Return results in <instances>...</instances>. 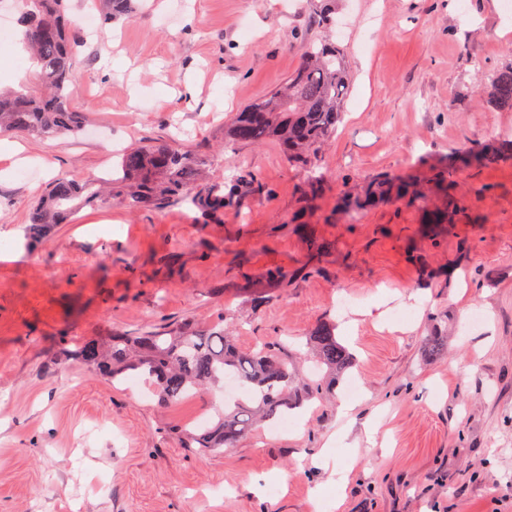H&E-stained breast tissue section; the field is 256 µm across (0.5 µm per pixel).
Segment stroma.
<instances>
[{
	"instance_id": "35a3bbf8",
	"label": "stroma",
	"mask_w": 512,
	"mask_h": 512,
	"mask_svg": "<svg viewBox=\"0 0 512 512\" xmlns=\"http://www.w3.org/2000/svg\"><path fill=\"white\" fill-rule=\"evenodd\" d=\"M459 2L331 0L350 88L318 157L332 187L310 202L308 171L276 141L224 130L330 34L312 0H147L81 29L82 132L20 137L19 165L0 138V512H512V158L458 166L467 211L449 226L403 201L353 221L337 206L383 172L439 206L433 168L512 140V112L477 95L512 62V12ZM171 138L214 179L247 171L265 193L213 217L179 200L88 206L26 239L56 178L105 176L118 151ZM305 222L326 245L312 268ZM321 321L353 354L358 394L312 400L285 431L258 422L219 455L182 435L216 421L224 387L165 403L146 377L111 383L71 355L184 323L223 327L242 352L296 346ZM432 336L448 339L436 356Z\"/></svg>"
}]
</instances>
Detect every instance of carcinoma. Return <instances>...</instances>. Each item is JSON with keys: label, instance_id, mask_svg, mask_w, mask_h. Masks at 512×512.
<instances>
[{"label": "carcinoma", "instance_id": "cac0c4a2", "mask_svg": "<svg viewBox=\"0 0 512 512\" xmlns=\"http://www.w3.org/2000/svg\"><path fill=\"white\" fill-rule=\"evenodd\" d=\"M18 2L22 27L19 43L38 70L34 81L18 90L0 91V136L75 134L84 117L72 104L76 20L68 15L69 0ZM99 4L104 24L132 10L131 0H99ZM348 90L344 50L334 44L311 42L303 64L288 77L286 87L245 107L234 117L227 134L242 145L278 141L288 161L308 169L309 203L327 189L324 176L316 173L317 154L336 133ZM483 94L496 108L512 111V63L489 79ZM510 155L512 142H502L464 152L457 159L490 165ZM207 166L206 159L167 141L127 150L121 154L113 177L56 179L36 203L27 235L38 239L49 225L62 224L95 202L110 206L118 200L139 208L177 198L209 215L265 192L264 185L246 171L237 172L229 187L222 181H207ZM404 199L416 202L419 195L405 179L381 175L371 179L361 194L342 196L339 207L354 218L372 204ZM461 213L462 203L450 193L447 206L427 209V223L451 224ZM306 345L317 366L326 368L329 376H342L353 363V356L337 340L335 325L330 322L317 325ZM73 356L111 382L133 372L144 373L152 379L159 398L169 402L202 387L216 386L226 375H234L241 385L255 392L257 406L237 401L219 415L215 424L198 434L196 444L204 455L220 453L244 436L257 415L281 417L314 395L336 388L334 381L292 387L295 375L288 350L263 346L241 352L222 328L200 332L184 324L168 330L141 331L136 336L83 340L75 344Z\"/></svg>", "mask_w": 512, "mask_h": 512}]
</instances>
